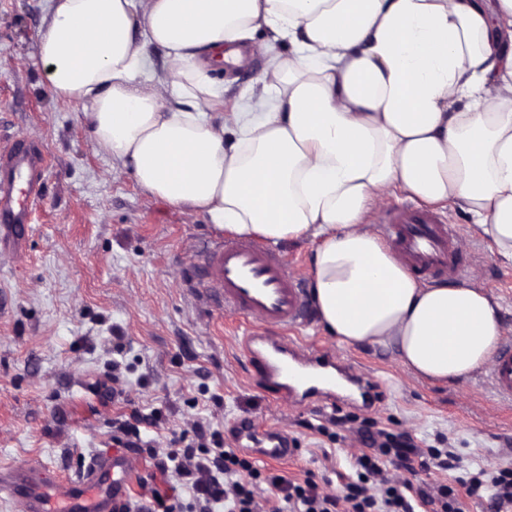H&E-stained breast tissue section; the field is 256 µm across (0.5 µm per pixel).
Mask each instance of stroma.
<instances>
[{"label": "stroma", "instance_id": "stroma-1", "mask_svg": "<svg viewBox=\"0 0 512 512\" xmlns=\"http://www.w3.org/2000/svg\"><path fill=\"white\" fill-rule=\"evenodd\" d=\"M45 11L46 0H0V142L22 139L47 157L27 242L0 255V466L38 458L49 478L76 475L85 458L110 448L113 422L136 409L159 414L141 428L147 441L197 419L222 432L239 417L262 431L279 427L297 456L258 468L312 477L333 494L365 450L356 429L367 420L421 447L454 449L472 470L512 464V403L495 395L484 368L433 385L407 373L393 349L340 344L316 319L289 341L371 376L381 391L376 406L322 410L256 383L240 318L200 303L189 279L217 229L143 192L132 172L113 173L92 148L82 107L53 96L37 58ZM263 66L255 56L244 69L213 71L226 104L247 98ZM442 214L468 243L458 276H478L512 323V266L459 207ZM116 360L128 381L120 402L102 388Z\"/></svg>", "mask_w": 512, "mask_h": 512}]
</instances>
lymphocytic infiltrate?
I'll return each instance as SVG.
<instances>
[{"label": "lymphocytic infiltrate", "instance_id": "1", "mask_svg": "<svg viewBox=\"0 0 512 512\" xmlns=\"http://www.w3.org/2000/svg\"><path fill=\"white\" fill-rule=\"evenodd\" d=\"M358 432L368 453L354 462L355 479L343 497L321 491L313 479L292 480L257 469L252 461L226 447L219 431L203 422L173 434L168 447L150 449L162 475H173L192 496L195 512H462L457 487L485 499L489 512H512V466L467 473L458 486L432 481L398 482L388 467L408 472L422 467L438 474L461 467L448 448H422L412 438L364 425Z\"/></svg>", "mask_w": 512, "mask_h": 512}]
</instances>
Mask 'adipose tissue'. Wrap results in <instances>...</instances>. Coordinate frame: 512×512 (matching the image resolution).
Listing matches in <instances>:
<instances>
[{
	"mask_svg": "<svg viewBox=\"0 0 512 512\" xmlns=\"http://www.w3.org/2000/svg\"><path fill=\"white\" fill-rule=\"evenodd\" d=\"M244 47L260 103L228 106L210 68ZM37 56L144 192L239 237L311 242L339 342L456 382L512 333L476 277L422 284L373 228L398 189L459 206L512 265V0H47Z\"/></svg>",
	"mask_w": 512,
	"mask_h": 512,
	"instance_id": "adipose-tissue-1",
	"label": "adipose tissue"
}]
</instances>
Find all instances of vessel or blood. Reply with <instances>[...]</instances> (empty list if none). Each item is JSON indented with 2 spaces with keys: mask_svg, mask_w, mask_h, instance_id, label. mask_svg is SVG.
I'll return each mask as SVG.
<instances>
[{
  "mask_svg": "<svg viewBox=\"0 0 512 512\" xmlns=\"http://www.w3.org/2000/svg\"><path fill=\"white\" fill-rule=\"evenodd\" d=\"M44 152L23 140L0 149V242L22 250L35 209L44 199L41 173ZM384 231L416 274L434 277L458 265L453 249L456 229L442 216L403 202L388 214ZM198 294L212 307L243 317L248 327L242 350L267 390L292 400L336 387V367L315 347L298 348L285 330L307 326L313 307L303 278L289 273L267 245L239 239L206 243L195 279ZM497 397L512 402V340L503 342L488 374ZM235 442L266 444L264 459H288L298 453L287 435L276 429L257 434L251 419L232 420ZM130 454L112 448L93 455L73 477L46 481L36 459L0 466V493L21 512H121L139 476Z\"/></svg>",
  "mask_w": 512,
  "mask_h": 512,
  "instance_id": "obj_1",
  "label": "vessel or blood"
}]
</instances>
